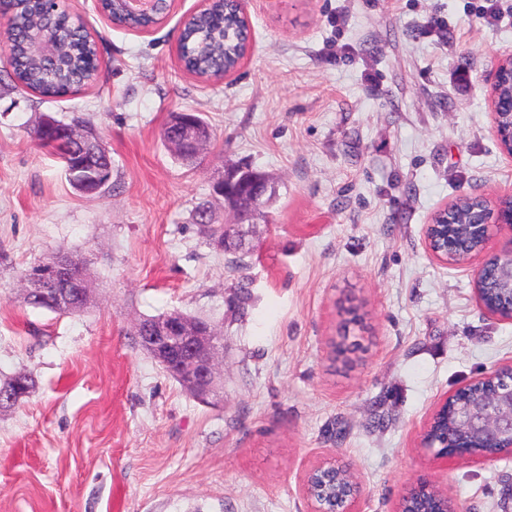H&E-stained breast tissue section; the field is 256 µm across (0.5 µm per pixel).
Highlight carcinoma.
I'll use <instances>...</instances> for the list:
<instances>
[{"label": "carcinoma", "mask_w": 512, "mask_h": 512, "mask_svg": "<svg viewBox=\"0 0 512 512\" xmlns=\"http://www.w3.org/2000/svg\"><path fill=\"white\" fill-rule=\"evenodd\" d=\"M101 3L115 25L134 31L149 30L164 17L163 6L151 16H131L124 11L121 0H101ZM8 10L11 21L9 64L15 88L31 90L47 98H63L96 80L100 69L99 53L96 42L86 30L74 27L65 18L51 12L47 0H9ZM39 36L58 42V53L50 57L35 56L31 46ZM248 42L249 27L235 0H213L207 12L199 14L181 30L179 58L189 74L205 81H219L235 66ZM30 134L38 146L62 161L67 179L76 191H81L80 179L72 174L76 163L100 174L98 192L113 186L112 159L105 148H100L94 155L86 154L78 142L70 139L67 129L51 128L41 119ZM235 174L233 189L238 195L250 185L252 179L265 178L264 174L248 166L235 168ZM218 209H228L226 199L212 196L196 207L194 217L207 213L208 222L198 224L199 233L212 248L231 253V245L224 244V225L214 223V214ZM431 236L440 256L450 264H460L482 250L480 237L470 232L466 224H437L431 229ZM477 286L487 308L504 316L512 312V284L502 278L498 271H488ZM501 384L502 381L498 380L488 387L462 388L455 393L453 406L458 410L475 395L493 393ZM3 388L14 393V405L17 406L33 392L35 380L27 373H17L0 381V390ZM460 433L456 414L452 412L435 420L427 432V438L439 445L445 437ZM347 481L346 476L333 483L317 481L313 485V492L319 498L330 497Z\"/></svg>", "instance_id": "1"}]
</instances>
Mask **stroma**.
<instances>
[{
  "label": "stroma",
  "mask_w": 512,
  "mask_h": 512,
  "mask_svg": "<svg viewBox=\"0 0 512 512\" xmlns=\"http://www.w3.org/2000/svg\"><path fill=\"white\" fill-rule=\"evenodd\" d=\"M200 5L173 0L135 33L98 0H62L103 62L63 99L13 88L0 57V374L37 381L0 412V512H309L301 478L324 457L356 473L360 512H396L423 475L458 512H512V456L443 465L420 445L441 398L512 366V321L481 310L477 262L424 244L459 195L512 193L487 102L512 0H246L251 53L216 84L178 57ZM185 111L213 131L190 166L163 141ZM44 114L96 129L113 189L69 185L28 135ZM242 162L278 197L239 256L192 214ZM58 247L92 272L83 311L23 300L22 272ZM361 301L363 324L343 328ZM172 310L223 321L221 403L132 347L139 318Z\"/></svg>",
  "instance_id": "35a3bbf8"
}]
</instances>
